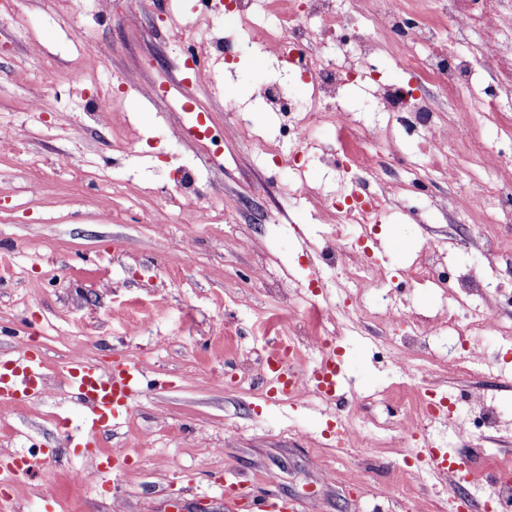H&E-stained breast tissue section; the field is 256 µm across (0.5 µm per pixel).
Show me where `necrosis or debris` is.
I'll use <instances>...</instances> for the list:
<instances>
[{
    "mask_svg": "<svg viewBox=\"0 0 512 512\" xmlns=\"http://www.w3.org/2000/svg\"><path fill=\"white\" fill-rule=\"evenodd\" d=\"M410 12L408 0H370L363 22L357 27L347 11L336 7L335 0H300L295 8L286 5L284 0H233V14L241 28L261 31V51L285 60L313 87L310 99L302 107L294 103L283 85L268 83L261 89L269 105L288 113L286 133L289 142L300 147L308 143V122L299 116L303 110L320 113L336 129L337 146L327 151L326 158L336 167L341 178L351 179V192L338 201L321 189L308 185L304 178L295 179L294 184L297 194L313 205L328 207L335 216L328 239L340 245L342 267L354 287L349 310L356 319L368 318L387 324L393 330L392 357L409 380L403 400L417 419L414 428L398 429L397 438L402 442L413 433L427 430L436 419L433 402L429 398L435 367L415 362L417 355L426 349V337L446 328L456 331L465 351L464 356L454 362L460 371L481 363V355L474 343L476 336L512 338V325L502 324L488 309L476 314L461 328L442 315L403 312L381 300L367 303L363 289L374 272L376 262L357 241L344 233L346 225L373 223L390 203L388 191H372L364 175L377 170L384 157L395 154L396 146L390 142L382 148H375L368 136L352 123L340 103L344 88L352 79L374 76L377 71L376 48L380 43L403 36L408 48L401 54L400 68L434 77L444 87L453 90L456 112H472V79L480 67L495 70L499 76L496 86L482 93L483 110L499 112L504 106H512V32H505L494 0H448V41L451 45L457 44L466 41L472 31H480V50L475 56L452 49L426 56L414 53L413 45L435 41L436 28L427 20L414 19ZM331 39L336 42V56L329 59L324 56L323 49ZM38 77L50 80L53 89L30 103L31 121L21 129L25 137L39 133L40 116L59 109V88L94 86L95 69L85 63H77L67 69H57L48 64L38 74L22 67L11 73L12 81L21 84ZM374 96L386 112L409 113L414 124L430 132L431 149L438 156H446L448 145L458 137L459 129L455 126L447 128L437 122L433 108L425 99L418 97L412 89L389 82L377 83ZM416 271L453 299L461 293L469 297L478 296L486 288L477 271H449L443 255L434 248L422 250ZM302 317V335L289 338L281 355L292 373L297 370L302 346L308 344L320 349L332 341L329 327L334 323V315L330 308L312 302L303 309Z\"/></svg>",
    "mask_w": 512,
    "mask_h": 512,
    "instance_id": "4bbe7bcc",
    "label": "necrosis or debris"
}]
</instances>
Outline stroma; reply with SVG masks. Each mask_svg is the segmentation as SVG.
<instances>
[{
	"mask_svg": "<svg viewBox=\"0 0 512 512\" xmlns=\"http://www.w3.org/2000/svg\"><path fill=\"white\" fill-rule=\"evenodd\" d=\"M147 23L137 32L122 21L124 0L108 13L91 0H0V133L26 119L25 102L41 93L19 84L12 65L38 70L44 56L66 67L84 57L100 81L136 73L142 85L169 86L151 100L128 90L112 123L84 120L83 141L58 134L27 140L28 153L53 167L73 162L91 170L111 196L112 220H99L96 192L83 191L65 177L39 182L36 172L14 165L0 153V254L13 266L0 268V360L39 347L46 361L43 393L21 409H0V466L24 456L25 475L0 486L4 512H246L224 498V484L245 482L249 492L291 500L297 512H448L453 487L411 463L399 441L382 448H340L330 435L336 420L320 410L321 398L284 404L272 401L262 360L295 332L297 298L320 282L322 304L341 307L349 283L322 260L326 223L293 195L287 160L293 145L281 131L288 116L274 112L255 89L272 80L286 84L299 101L310 86L288 77L273 58L245 49L229 70H217L210 84L193 82L182 65L181 42L196 20L184 5L169 22V0H147ZM25 15L41 47L34 55L13 36V20ZM402 42L380 44L379 75L410 84L442 121L466 131L452 148L455 178L430 151L428 133L405 130L382 112L373 80L345 88L342 106L378 144L396 141L397 154L371 175L391 190L393 207L383 215L369 246L383 254L376 288L404 291L403 309L429 314L453 310L462 320L483 309L473 298L453 306L429 282L408 283L406 271L423 247L446 251L448 263L477 269L501 288L497 310L512 322V267L480 256L464 227H488L512 253V223L487 225V208H475V183L512 177V167H486L484 152L512 149V112L467 115L454 110L455 94L435 79L400 71ZM204 115L213 136L186 135L184 104ZM246 113L265 149L225 137L224 128ZM334 129L321 126L307 154L298 156L306 181L333 192L336 171L323 165L322 149ZM186 168L198 171L200 206L208 220L186 239L179 204L167 187ZM455 196L452 210L434 199ZM136 319L138 334L126 323ZM387 329L364 320L334 346L343 361L346 388L340 405L362 396L364 405L346 414L354 426L386 422L408 425L393 387L403 375L388 356ZM486 367L451 373L437 368L438 393L460 395L481 387L499 412L482 440L452 439L439 427L430 437L455 445L482 471L512 460V340L486 336L479 342ZM79 356L101 365L132 360L143 384L128 414L118 418L101 447H75L55 417L80 425L83 408L57 371ZM130 456L120 478L124 492L113 496L107 450Z\"/></svg>",
	"mask_w": 512,
	"mask_h": 512,
	"instance_id": "obj_1",
	"label": "stroma"
}]
</instances>
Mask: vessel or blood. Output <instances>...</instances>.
Returning <instances> with one entry per match:
<instances>
[{
  "mask_svg": "<svg viewBox=\"0 0 512 512\" xmlns=\"http://www.w3.org/2000/svg\"><path fill=\"white\" fill-rule=\"evenodd\" d=\"M62 371L69 380L71 394L85 410L81 442L85 447H99L100 436L108 430L116 416L129 411L137 392L142 371L134 361H118L103 367L86 359H74L63 364ZM43 354L34 346H26L16 360L0 361V406L24 405L44 388ZM309 378L321 396L332 400L336 387L344 376L335 351H328ZM417 456L426 468L438 473L466 474L469 482L478 486L482 495L493 496L495 481L480 480L470 462L452 448H420ZM227 496L245 501L248 512H295L292 501L258 497L229 486Z\"/></svg>",
  "mask_w": 512,
  "mask_h": 512,
  "instance_id": "obj_1",
  "label": "vessel or blood"
}]
</instances>
